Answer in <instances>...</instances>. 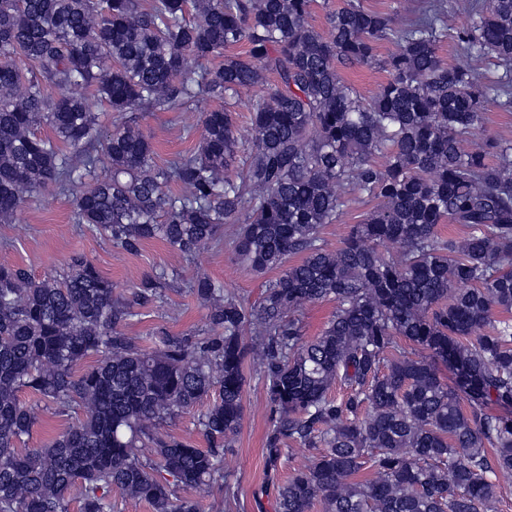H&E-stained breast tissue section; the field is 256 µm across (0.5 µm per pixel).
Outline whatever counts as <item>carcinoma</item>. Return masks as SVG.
<instances>
[{
  "label": "carcinoma",
  "mask_w": 512,
  "mask_h": 512,
  "mask_svg": "<svg viewBox=\"0 0 512 512\" xmlns=\"http://www.w3.org/2000/svg\"><path fill=\"white\" fill-rule=\"evenodd\" d=\"M314 2L0 0L1 220L43 189L81 186L76 223L125 252L162 239L190 257L237 224V261L280 271L250 308L196 278L205 335L161 329L143 347L123 328L178 270L116 295L84 256L40 279L0 264V512H69L76 489L80 512H113L114 488L153 512H199L176 488L222 478L248 362L271 408L268 470L288 442L314 453L280 486L275 512L316 502L323 512H496L491 475L512 471V139L478 131L488 102L512 111V0H474L455 35L465 58L495 61L492 73L439 55L445 0H425L402 24L343 0L326 35L309 21ZM382 42L395 52L379 57ZM239 45L245 55L230 53ZM187 55L224 63L187 69ZM355 65L388 78L365 97L341 74ZM56 87L71 93L55 98ZM257 87L266 99L249 162L231 177L230 101ZM88 90L134 117L102 134ZM200 96L224 108L185 123L199 149L158 164L135 115L182 113ZM41 125L50 134L37 135ZM353 201L375 206L331 250L321 229ZM447 222L466 236L443 237ZM324 301L336 307L309 339L301 313ZM338 383L346 394L335 398ZM212 392L198 419L208 447L165 430ZM44 405L81 419L18 448ZM364 470L372 476L358 479Z\"/></svg>",
  "instance_id": "1"
}]
</instances>
